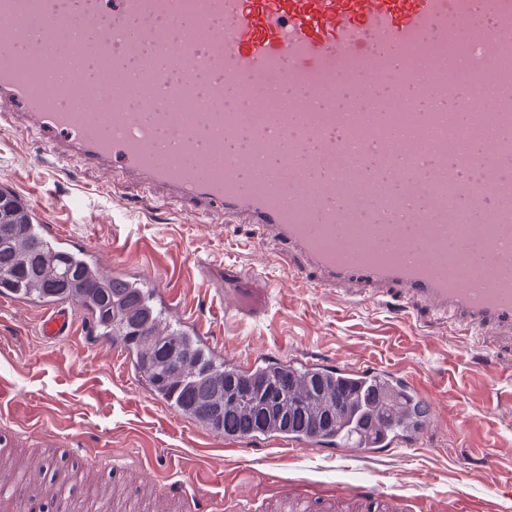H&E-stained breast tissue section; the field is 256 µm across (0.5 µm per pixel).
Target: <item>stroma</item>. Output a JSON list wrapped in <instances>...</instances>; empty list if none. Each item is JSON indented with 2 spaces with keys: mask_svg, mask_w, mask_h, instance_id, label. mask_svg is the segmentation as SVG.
Wrapping results in <instances>:
<instances>
[{
  "mask_svg": "<svg viewBox=\"0 0 512 512\" xmlns=\"http://www.w3.org/2000/svg\"><path fill=\"white\" fill-rule=\"evenodd\" d=\"M0 186L23 199L38 223L64 226L70 250L107 264L120 259L124 276L180 292L228 354L262 349L296 365L372 361L420 377L442 399L440 420L415 450L345 459L310 448L290 459L267 437L226 447L203 438L201 426L82 336L44 341L39 303L23 299L0 312V375L15 388L0 422L12 431L18 458L60 455L68 435L90 451L148 448L158 470L194 479L200 496L227 488L248 494L249 512H265L282 477L312 496L383 485L404 498V512H512V371L456 335L451 322L422 309L410 316L313 292L288 279L286 258L256 244L251 225L225 223L218 213L195 223L138 185L116 186L86 167L57 164L2 112ZM76 463L86 512H97L108 482L128 512H149L131 494L139 468L115 480L91 471L84 458Z\"/></svg>",
  "mask_w": 512,
  "mask_h": 512,
  "instance_id": "stroma-1",
  "label": "stroma"
}]
</instances>
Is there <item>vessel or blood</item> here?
I'll return each mask as SVG.
<instances>
[{"mask_svg": "<svg viewBox=\"0 0 512 512\" xmlns=\"http://www.w3.org/2000/svg\"><path fill=\"white\" fill-rule=\"evenodd\" d=\"M93 25L114 63L144 81L148 111L73 112L10 66L43 45L0 37V105L48 154L163 192L186 216L244 217L289 258L292 280L451 318L512 360V0H0L19 27L46 12ZM177 321L206 345L213 327L174 291ZM77 304L43 308L59 343ZM420 399L427 414L391 449L424 446L439 407L397 368L353 369ZM156 512L187 496L146 482ZM355 512H400L387 487L345 493Z\"/></svg>", "mask_w": 512, "mask_h": 512, "instance_id": "obj_1", "label": "vessel or blood"}]
</instances>
